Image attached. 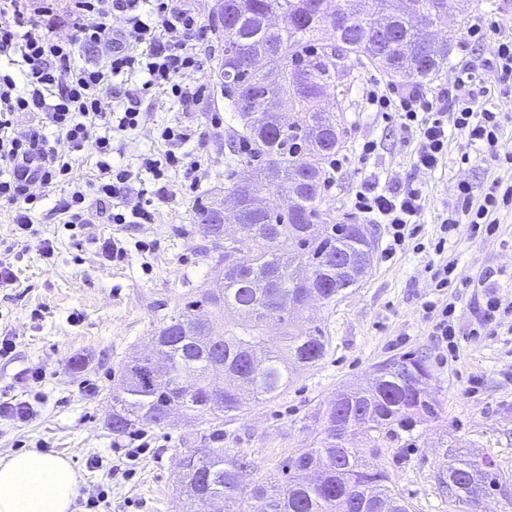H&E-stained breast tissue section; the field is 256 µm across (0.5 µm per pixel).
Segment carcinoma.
Wrapping results in <instances>:
<instances>
[{
  "label": "carcinoma",
  "instance_id": "obj_1",
  "mask_svg": "<svg viewBox=\"0 0 512 512\" xmlns=\"http://www.w3.org/2000/svg\"><path fill=\"white\" fill-rule=\"evenodd\" d=\"M215 17L224 39V99L237 113L242 134L260 164L251 179L228 189L258 195L275 186L282 206L248 214V228L216 224L223 202L197 209L198 223L214 241H224L217 283L189 297L155 331L164 338L153 356L134 358L122 369L112 391V432L123 433L139 422H154L177 408L196 419L207 413L230 417L241 409V392L269 399L288 385L297 364L313 367L325 355L329 337L322 327L300 323V299L322 288L321 300L336 302L358 278L338 269L339 260L366 256L373 263L372 241L358 224H331L322 218L325 160L339 138L333 90L340 79L336 43L343 57H365L392 77L431 82L448 64L451 39L435 32L448 27V0H224V17ZM332 31V41L317 34ZM275 98L292 112L285 127L274 123L266 99ZM250 111L241 112V102ZM209 310L203 331L220 340L224 363V397L209 394L213 354L180 335L199 311ZM284 324L280 341L267 339L270 319ZM167 376L164 386L150 383L148 366ZM423 360L391 358L378 363L364 385H351L323 412L322 435L299 448L282 465L285 481L251 484L249 462L222 448H203L182 458L181 482L191 501L208 504L249 495L256 512H410L411 505L387 485V475L350 447L358 428L375 433L373 442L440 418V404L423 389L429 379ZM441 491L465 512H478L493 493L508 497L507 480L492 458L452 454L439 470Z\"/></svg>",
  "mask_w": 512,
  "mask_h": 512
}]
</instances>
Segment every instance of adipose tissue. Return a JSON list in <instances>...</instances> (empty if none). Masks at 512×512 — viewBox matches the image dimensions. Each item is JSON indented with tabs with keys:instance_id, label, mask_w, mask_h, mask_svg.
Instances as JSON below:
<instances>
[{
	"instance_id": "adipose-tissue-1",
	"label": "adipose tissue",
	"mask_w": 512,
	"mask_h": 512,
	"mask_svg": "<svg viewBox=\"0 0 512 512\" xmlns=\"http://www.w3.org/2000/svg\"><path fill=\"white\" fill-rule=\"evenodd\" d=\"M80 477L69 459L29 451L0 457V512H73Z\"/></svg>"
}]
</instances>
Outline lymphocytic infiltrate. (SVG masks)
Listing matches in <instances>:
<instances>
[{
    "label": "lymphocytic infiltrate",
    "instance_id": "lymphocytic-infiltrate-1",
    "mask_svg": "<svg viewBox=\"0 0 512 512\" xmlns=\"http://www.w3.org/2000/svg\"><path fill=\"white\" fill-rule=\"evenodd\" d=\"M67 20L78 33L77 41L52 37L47 22L53 9L35 5L33 0H0V57L17 62L19 74L0 71V161L10 169L8 179H0V204L18 207L30 203L29 175L23 166L29 158H40L42 182L70 177L72 153L92 147L97 161V175L88 185H75L71 199L64 206L69 223H86L94 206L124 199L132 182L143 174L161 179L165 171L182 169L192 172L195 161L183 147L191 133L181 126L164 127L160 138L166 148L157 155L142 154L137 165L113 161V135L136 130L143 117L138 109L141 94L158 89L171 100L190 103L201 99L204 88L184 83L185 74L201 67L194 40L201 27L196 15L177 0H67ZM125 17L122 28L111 31V48L96 61L78 58L77 44L101 41L112 13ZM129 78L132 88L126 92L127 105L111 104L108 92L118 78ZM473 77L461 71L453 94L430 98L417 91L391 97L375 93L371 103L378 111L397 112L400 128L414 148L415 168L433 171L448 156V131L467 134L470 144L480 146L491 161L512 166V150L503 148L502 134L506 118L502 113L474 107ZM35 112L54 128L48 137L41 128H31L18 137L13 116ZM102 135H95V128ZM461 208L448 209L439 224L432 244L435 254H443L448 241L459 227H467L471 236L494 235L498 230L496 215L512 208V183L492 182L480 203H473L470 187L458 183ZM424 205L420 188L403 185L390 191L376 192L368 187L355 195L356 210L376 215L385 224L388 241L383 255L393 256L404 244L411 224L417 223ZM15 223L21 230L30 227L29 216L20 211ZM434 283L435 300L426 302V316L432 317V333L448 352H455L456 327L454 301L447 294L458 287L453 262L427 266Z\"/></svg>",
    "mask_w": 512,
    "mask_h": 512
}]
</instances>
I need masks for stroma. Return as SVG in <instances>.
I'll list each match as a JSON object with an SVG mask.
<instances>
[{
  "instance_id": "obj_1",
  "label": "stroma",
  "mask_w": 512,
  "mask_h": 512,
  "mask_svg": "<svg viewBox=\"0 0 512 512\" xmlns=\"http://www.w3.org/2000/svg\"><path fill=\"white\" fill-rule=\"evenodd\" d=\"M479 15L488 27L486 39L453 41L447 67L423 89L434 96L451 88L460 65H468L480 86L492 90L481 106L508 116L504 141L512 147V87L496 86L490 67L497 41L512 37V0H483ZM220 65V58L207 56L190 74V81L205 87L194 104L150 91L142 99L144 121L125 136L124 159L132 163L162 149V128L177 123L193 132L185 149L197 167L189 174L167 172V196L154 200L151 223L113 224L101 211L88 224L70 228L62 206L71 187L64 182L31 186L33 235L21 236L14 210L0 208V259L10 262L17 276L15 285L0 288V338L13 343L10 356L0 357V391L19 396L41 391L48 397L42 415L29 424L0 418V456L31 450L68 456L81 476L74 512H89L85 502L100 488L108 499L96 512H182L187 499L178 475L185 451L221 448L247 456L253 482H268L292 451L319 435L322 412L337 391L364 381L378 362L405 355L425 359L431 373L427 391L443 408L440 418L420 426L412 442L377 444L362 431L354 446L387 472L413 512H459L436 480L446 449L492 457L512 479V315L502 318L497 334L471 333L483 305L478 282L487 271L496 272L500 295L512 299V213H499L492 237L474 239L459 229L443 254L456 264L462 282L456 290L459 352L448 363L442 362L422 311L430 289L425 267L435 255L415 245L435 237L446 208L457 203L458 182L469 183L477 202L493 180L512 181V167L487 161L453 129L446 163L434 171L414 168L397 116H382L367 103L374 85L402 93L413 89V81L389 77L352 57L341 59L344 75L336 89L335 153L343 163L323 189L322 206L339 223L361 224L365 218L353 200L364 184L384 191L411 183L425 198L416 237L392 260L375 256L360 286L335 303L309 304L306 317L328 330L327 353L317 366L292 373L274 399L245 396L240 412L217 427L176 413L164 426H136L145 447L131 460L127 434L112 431V390L125 361L149 352L160 322L189 294L215 281L219 251L198 224L197 208L222 199L247 175L251 156L236 136L239 125L224 98ZM369 140L376 149L366 155L361 147ZM110 236L125 251L122 261L106 260L99 251ZM45 239L55 247L49 259L40 251ZM37 370L45 374L39 383L32 378ZM115 463L122 470L113 475L109 469Z\"/></svg>"
}]
</instances>
